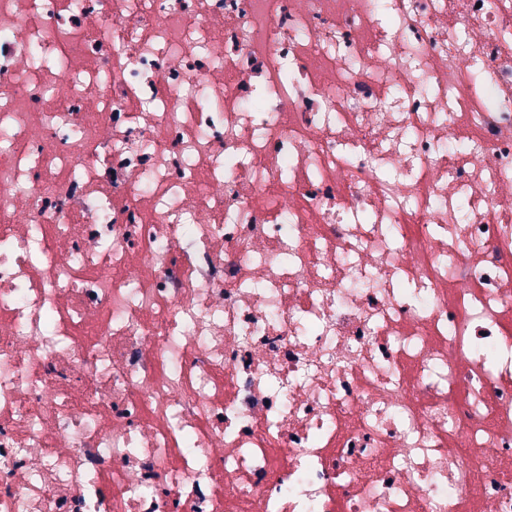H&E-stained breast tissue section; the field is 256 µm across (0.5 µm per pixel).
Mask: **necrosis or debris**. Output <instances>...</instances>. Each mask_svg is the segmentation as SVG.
I'll return each instance as SVG.
<instances>
[{
    "label": "necrosis or debris",
    "mask_w": 512,
    "mask_h": 512,
    "mask_svg": "<svg viewBox=\"0 0 512 512\" xmlns=\"http://www.w3.org/2000/svg\"><path fill=\"white\" fill-rule=\"evenodd\" d=\"M512 0H0V512H512Z\"/></svg>",
    "instance_id": "4bbe7bcc"
}]
</instances>
